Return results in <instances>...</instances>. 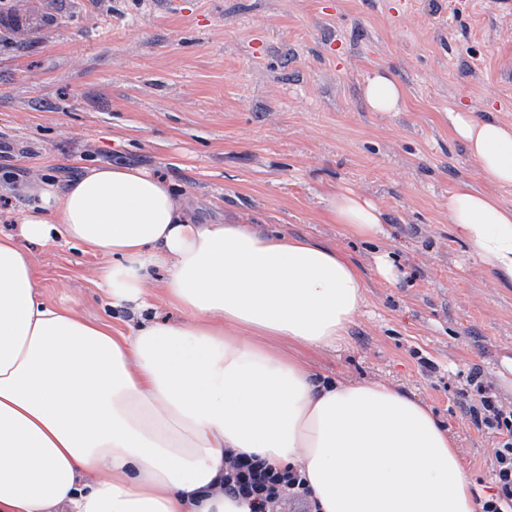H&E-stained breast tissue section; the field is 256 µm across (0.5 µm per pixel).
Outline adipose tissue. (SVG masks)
<instances>
[{"mask_svg":"<svg viewBox=\"0 0 512 512\" xmlns=\"http://www.w3.org/2000/svg\"><path fill=\"white\" fill-rule=\"evenodd\" d=\"M363 97L398 112L385 71ZM449 131L479 177L512 187V125L467 108ZM21 235L111 256L96 285L138 313L119 328L50 301L0 236V512H249L224 494L229 453L305 474L320 512H475V484L428 405L385 383L330 382L266 336L331 348L367 301L336 247L245 223L202 224L164 178L125 162L30 189ZM344 236L384 235L354 191L325 199ZM448 221L512 288V207L465 181ZM183 321L151 316L150 285Z\"/></svg>","mask_w":512,"mask_h":512,"instance_id":"1","label":"adipose tissue"}]
</instances>
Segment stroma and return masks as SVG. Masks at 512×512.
I'll use <instances>...</instances> for the list:
<instances>
[{
    "label": "stroma",
    "instance_id": "stroma-1",
    "mask_svg": "<svg viewBox=\"0 0 512 512\" xmlns=\"http://www.w3.org/2000/svg\"><path fill=\"white\" fill-rule=\"evenodd\" d=\"M33 16L27 31L10 18ZM0 233L18 235L26 191L80 166L124 161L167 177L200 223L271 224L339 248L368 300L333 348L266 337L327 380L381 381L433 408L478 495L494 440L466 412L487 391L512 409V290L448 222V192L479 184L450 135L465 105L512 124V20L501 0H10L0 8ZM386 70L399 112L370 111ZM352 190L386 233L343 237L327 193ZM47 297L119 325L95 285L110 257L21 241ZM392 254L395 283L374 271ZM363 97L373 112H399L404 105L402 87L385 71L376 72L366 80Z\"/></svg>",
    "mask_w": 512,
    "mask_h": 512
}]
</instances>
